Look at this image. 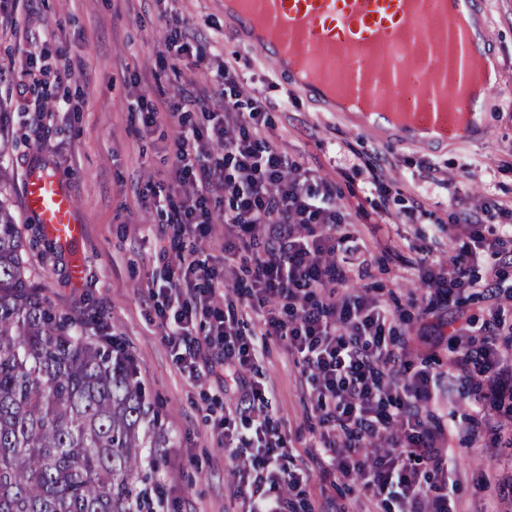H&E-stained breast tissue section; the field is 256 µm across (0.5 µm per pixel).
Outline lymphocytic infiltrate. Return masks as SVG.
<instances>
[{
	"label": "lymphocytic infiltrate",
	"instance_id": "obj_1",
	"mask_svg": "<svg viewBox=\"0 0 512 512\" xmlns=\"http://www.w3.org/2000/svg\"><path fill=\"white\" fill-rule=\"evenodd\" d=\"M165 36L147 92L138 73L125 86L128 123L164 141V179L138 183L139 209L173 226L159 254L167 269L150 288L154 311L179 370L188 377L224 371L235 401L212 429L239 460L243 512H469L452 450L488 458L480 512L512 506V203L497 202L502 223H484V205L451 197L453 220L424 224L428 184L438 169L419 162L403 213L412 239H367L362 205L342 204L335 180L280 148L276 116L288 105L247 92L238 55H224L200 24L161 11ZM200 82L185 80V69ZM178 82L176 95L161 80ZM84 63L56 49L55 64L30 58L20 92L40 91L67 111L86 102ZM224 227V264L197 245ZM452 253L434 257L442 241ZM409 258H402V250ZM402 258L420 292L383 287L378 272ZM483 304L482 316L465 302ZM293 357L306 390L312 436L296 457L276 416L259 365L268 339ZM215 357L200 360L201 348ZM469 411L458 414L459 405ZM332 478L329 502L311 492Z\"/></svg>",
	"mask_w": 512,
	"mask_h": 512
}]
</instances>
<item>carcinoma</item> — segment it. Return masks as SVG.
<instances>
[{"instance_id": "cac0c4a2", "label": "carcinoma", "mask_w": 512, "mask_h": 512, "mask_svg": "<svg viewBox=\"0 0 512 512\" xmlns=\"http://www.w3.org/2000/svg\"><path fill=\"white\" fill-rule=\"evenodd\" d=\"M0 198V512H133L146 449L141 384L26 275Z\"/></svg>"}]
</instances>
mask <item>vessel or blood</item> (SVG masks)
Wrapping results in <instances>:
<instances>
[{
	"label": "vessel or blood",
	"mask_w": 512,
	"mask_h": 512,
	"mask_svg": "<svg viewBox=\"0 0 512 512\" xmlns=\"http://www.w3.org/2000/svg\"><path fill=\"white\" fill-rule=\"evenodd\" d=\"M463 2L479 21L478 34L449 31L448 0H243V9L227 19L234 37L258 49L327 111L338 109L324 91L328 85L351 96L363 112L393 103L406 111L408 122L373 125L370 133L384 144L429 151L487 133L476 111L496 88V73H489L478 98L457 93L469 63L491 59L488 17L479 0ZM299 50L309 72L305 78L284 64ZM22 198L60 246L83 237L72 197L52 175L29 171Z\"/></svg>",
	"instance_id": "obj_1"
}]
</instances>
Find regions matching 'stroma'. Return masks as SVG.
Returning <instances> with one entry per match:
<instances>
[{"label": "stroma", "instance_id": "1", "mask_svg": "<svg viewBox=\"0 0 512 512\" xmlns=\"http://www.w3.org/2000/svg\"><path fill=\"white\" fill-rule=\"evenodd\" d=\"M49 5L46 17L21 7L15 23H0V70L18 76L24 51H41L39 43L30 41V32L49 21L55 25L56 45L84 60L90 85L84 110L77 115L59 106L31 111L26 102L11 98L9 84L0 85L7 133L18 143L7 161L8 199L29 245L26 273L63 312L103 310L106 324L87 323L85 335L115 338L134 361L155 435L164 442L144 462L142 489L162 485L167 490L166 501L153 505V512H240L234 495L236 464L211 431L228 398L215 378L193 380L178 369L148 297L149 286L165 274L158 259L162 243L156 213L134 210L128 224L116 217L120 204L132 203L133 185L161 180L166 168L161 141H140L130 133L123 85L127 72L155 67L164 39L163 24L155 19L157 6L154 0H49ZM481 6L490 16V52L500 66V88L486 108L489 131L481 141L451 144L427 156L412 148L378 147L367 135L349 129L292 89L258 50L226 35L220 49L240 53L248 89L275 100L289 98L292 107L287 123L277 130L278 142L319 175L343 187L362 186L363 175L334 160L338 148L364 158L382 151L389 159L388 178L399 184L412 181L416 162H435L443 183L432 186L430 213L423 221L446 223L452 194L474 203L493 196L512 200V0H481ZM34 168L56 176L73 199L85 235L72 250L54 245L22 204V183ZM75 254L85 267L78 285L69 277ZM262 371L274 391L277 416L290 428L304 426L299 370L277 342H270Z\"/></svg>", "mask_w": 512, "mask_h": 512}]
</instances>
